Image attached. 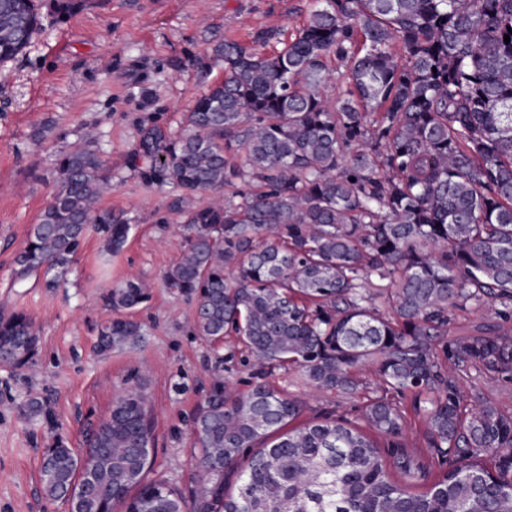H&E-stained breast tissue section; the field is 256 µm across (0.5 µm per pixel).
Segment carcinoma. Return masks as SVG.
I'll return each mask as SVG.
<instances>
[{"instance_id":"carcinoma-1","label":"carcinoma","mask_w":512,"mask_h":512,"mask_svg":"<svg viewBox=\"0 0 512 512\" xmlns=\"http://www.w3.org/2000/svg\"><path fill=\"white\" fill-rule=\"evenodd\" d=\"M47 7L66 16L82 2ZM42 21L37 0H0V62ZM510 27L512 0H320L271 55L213 47L224 78L180 131L159 113L140 123L129 157L173 189L183 255L166 284L194 303L216 366L236 336L255 363L295 366L316 390L356 393L366 364L374 388L357 422L300 423L298 398L214 382L194 420L200 478L187 495L147 479L153 436L132 380L83 448L58 435L43 448L48 500L67 512H512V412L468 406L448 373L512 383V335L442 340L451 309L469 302L512 320ZM338 79L331 102L320 88ZM53 181L16 258L18 280L40 274L48 288L88 236L114 253L131 230L99 207L112 180L92 142L61 155ZM149 298L134 278L112 289L98 351L144 340L133 312ZM38 350L28 314H0V365L24 369ZM407 399L426 447L449 461L433 481L427 456L401 442Z\"/></svg>"}]
</instances>
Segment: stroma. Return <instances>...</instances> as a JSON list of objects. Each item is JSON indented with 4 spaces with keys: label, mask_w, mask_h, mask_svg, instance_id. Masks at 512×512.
<instances>
[{
    "label": "stroma",
    "mask_w": 512,
    "mask_h": 512,
    "mask_svg": "<svg viewBox=\"0 0 512 512\" xmlns=\"http://www.w3.org/2000/svg\"><path fill=\"white\" fill-rule=\"evenodd\" d=\"M313 6V0H87L63 19L45 14L30 45L0 64V312L25 311L40 337L31 368L0 367V512H65L41 491L50 431L24 415L22 405L32 397L53 413L54 432L77 448L124 383L139 376L154 438L151 475L185 490L198 479L192 420L216 378L242 391L258 381L285 390L304 400V422L358 417L363 394L313 391L290 369L258 372L235 337H225L216 351L195 334L193 303L165 282L182 256V228L167 210L169 191L147 183L128 163L143 119L158 112L179 129L206 84L223 77L222 67L206 73L198 66L214 43L233 40L273 54L307 23ZM271 29L278 37L257 44ZM90 130L112 172L102 205L128 219V241L110 255L98 236L88 237L58 287H45L35 275L16 283L15 257L54 192L55 162ZM129 277L151 293L135 313L146 339L97 354L105 296ZM492 327L511 332L512 322L499 320L491 307L466 304L453 309L449 335ZM218 352L225 357L220 366ZM460 384L470 404L512 411V383L472 370Z\"/></svg>",
    "instance_id": "obj_1"
}]
</instances>
